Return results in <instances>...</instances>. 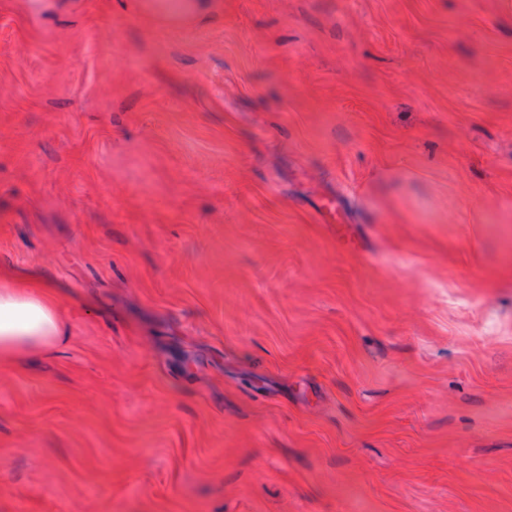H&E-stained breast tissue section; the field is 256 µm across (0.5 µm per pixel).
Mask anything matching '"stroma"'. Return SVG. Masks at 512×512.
<instances>
[{"mask_svg":"<svg viewBox=\"0 0 512 512\" xmlns=\"http://www.w3.org/2000/svg\"><path fill=\"white\" fill-rule=\"evenodd\" d=\"M0 512H512V0H0ZM59 300L50 282L0 270V366L51 355L68 341L71 330L61 317Z\"/></svg>","mask_w":512,"mask_h":512,"instance_id":"obj_1","label":"stroma"}]
</instances>
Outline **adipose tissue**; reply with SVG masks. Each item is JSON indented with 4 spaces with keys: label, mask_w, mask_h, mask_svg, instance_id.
I'll return each instance as SVG.
<instances>
[{
    "label": "adipose tissue",
    "mask_w": 512,
    "mask_h": 512,
    "mask_svg": "<svg viewBox=\"0 0 512 512\" xmlns=\"http://www.w3.org/2000/svg\"><path fill=\"white\" fill-rule=\"evenodd\" d=\"M60 294L37 276L0 270V365L53 354L70 326L61 317Z\"/></svg>",
    "instance_id": "adipose-tissue-1"
}]
</instances>
